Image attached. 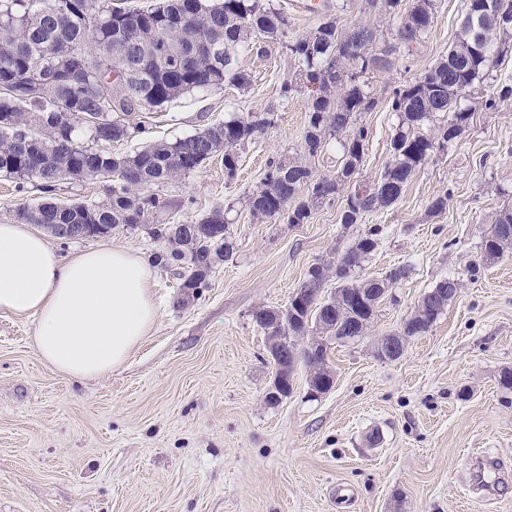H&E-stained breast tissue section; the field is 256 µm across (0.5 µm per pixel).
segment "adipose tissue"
Listing matches in <instances>:
<instances>
[{"mask_svg": "<svg viewBox=\"0 0 512 512\" xmlns=\"http://www.w3.org/2000/svg\"><path fill=\"white\" fill-rule=\"evenodd\" d=\"M151 270L109 244L65 259L27 225L0 223V313L35 321L37 356L59 375L119 369L158 318Z\"/></svg>", "mask_w": 512, "mask_h": 512, "instance_id": "adipose-tissue-1", "label": "adipose tissue"}]
</instances>
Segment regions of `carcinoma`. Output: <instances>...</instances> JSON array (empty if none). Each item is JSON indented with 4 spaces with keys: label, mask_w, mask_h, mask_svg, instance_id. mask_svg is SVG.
I'll list each match as a JSON object with an SVG mask.
<instances>
[{
    "label": "carcinoma",
    "mask_w": 512,
    "mask_h": 512,
    "mask_svg": "<svg viewBox=\"0 0 512 512\" xmlns=\"http://www.w3.org/2000/svg\"><path fill=\"white\" fill-rule=\"evenodd\" d=\"M512 16V0H468L460 33L448 55L418 80L393 91L391 110L399 123L391 140L392 160L363 195L347 194L340 223L359 224L363 215L394 205L410 178L432 155L448 148L473 119L475 107L461 106L491 67L512 47L509 34L473 14L486 9ZM432 0H416L398 14V32L406 43L420 41L432 27ZM288 16L262 0H156L145 9H125L112 0H0V174L21 183L35 174L41 200L14 213L20 224H86L114 230L144 229L162 249L153 262L186 267L181 287L208 286L213 267L234 250L224 210L215 208L192 224H159L155 215L168 201L156 190L196 172L207 160L224 155L232 175L237 150L262 135L267 117H237L175 140H160L121 155L107 150L135 133L129 117L160 108L193 91L207 92L228 82L237 87L251 76L235 64L239 50L255 38L278 39ZM349 33L323 13L307 35L288 41L290 55L302 65L299 80L281 86L285 97L308 85L309 122L302 154L269 163L261 184L245 207L257 219L283 217L305 224L312 210L339 199L359 170L369 131L356 115L377 101L359 83L365 68L348 50ZM477 42L482 53L467 56L461 47ZM28 132L33 143L17 142ZM340 137L341 155L332 177L313 179L306 157ZM110 181L102 201H55L60 185L87 179ZM379 228H369L342 254L309 269L304 288L320 291L330 278L338 286L332 305L295 310L288 326L264 307L253 311L267 336H349L368 328L386 290L406 275L398 267L383 278H362L377 246ZM512 249V207L495 213L484 241L488 258ZM454 298L442 295L437 309L418 304L400 336L423 334Z\"/></svg>",
    "instance_id": "1"
}]
</instances>
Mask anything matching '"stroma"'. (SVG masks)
Returning <instances> with one entry per match:
<instances>
[{"mask_svg":"<svg viewBox=\"0 0 512 512\" xmlns=\"http://www.w3.org/2000/svg\"><path fill=\"white\" fill-rule=\"evenodd\" d=\"M290 21L286 37L242 50L252 76L191 92L136 114L142 130L112 143L127 154L194 134L235 116L271 124L238 152L163 187L160 221L179 223L226 208L233 253L189 297L174 268L153 266L159 309L149 336L127 363L95 379H70L34 352L32 319L0 314V512H512V250L488 261L482 241L491 217L512 205V55L486 75L494 107L477 106L470 125L409 180L391 207L344 227L342 201L316 208L307 223L253 218L243 198L269 161L295 155L308 125L306 93L280 89L299 67L289 39L320 17L293 0H269ZM432 28L407 50L383 0H344L338 27L370 28L388 63L361 83L377 100L357 121L369 130L356 180L376 182L391 160L395 88L437 64L455 42L467 0H433ZM438 196L446 210L429 215ZM379 227L362 270H407L366 336L331 344L334 384L309 392L297 362L292 394L275 406L264 393L275 366L253 311L285 307L314 264ZM460 290L430 329L408 338L394 361L377 357V337L399 331L439 281Z\"/></svg>","mask_w":512,"mask_h":512,"instance_id":"1","label":"stroma"}]
</instances>
